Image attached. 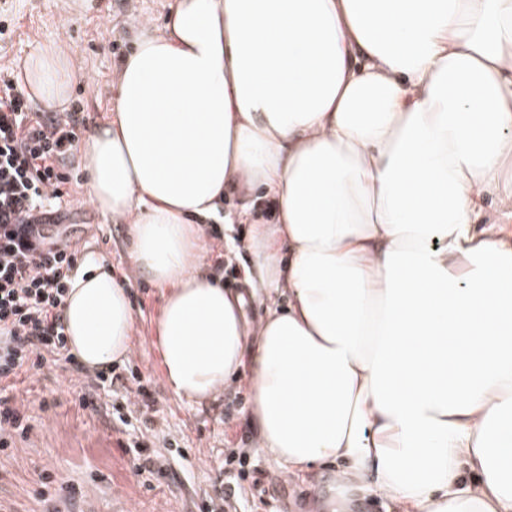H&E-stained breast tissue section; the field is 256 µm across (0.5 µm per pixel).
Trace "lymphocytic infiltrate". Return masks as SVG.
Instances as JSON below:
<instances>
[{"label":"lymphocytic infiltrate","mask_w":512,"mask_h":512,"mask_svg":"<svg viewBox=\"0 0 512 512\" xmlns=\"http://www.w3.org/2000/svg\"><path fill=\"white\" fill-rule=\"evenodd\" d=\"M86 118L77 111H32L13 79L0 76V451L28 438L24 405L9 396L16 378L40 371L47 356L69 364L90 406L119 375L84 368L70 352L62 311L81 251L60 224L68 162Z\"/></svg>","instance_id":"lymphocytic-infiltrate-1"}]
</instances>
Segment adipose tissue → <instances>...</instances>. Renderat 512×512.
Here are the masks:
<instances>
[{
    "label": "adipose tissue",
    "instance_id": "adipose-tissue-1",
    "mask_svg": "<svg viewBox=\"0 0 512 512\" xmlns=\"http://www.w3.org/2000/svg\"><path fill=\"white\" fill-rule=\"evenodd\" d=\"M110 114L78 147L87 196L164 290L163 382L199 404L249 368L259 449L328 469L321 512H512V0H175L139 22ZM61 109L57 40L18 74ZM264 191L245 241L257 331L203 272L227 188ZM499 207L486 214L484 203ZM86 367L122 363L134 313L88 254L62 312Z\"/></svg>",
    "mask_w": 512,
    "mask_h": 512
}]
</instances>
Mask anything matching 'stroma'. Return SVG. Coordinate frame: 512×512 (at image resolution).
Here are the masks:
<instances>
[{
  "instance_id": "stroma-1",
  "label": "stroma",
  "mask_w": 512,
  "mask_h": 512,
  "mask_svg": "<svg viewBox=\"0 0 512 512\" xmlns=\"http://www.w3.org/2000/svg\"><path fill=\"white\" fill-rule=\"evenodd\" d=\"M173 4L91 0L90 9L77 15L69 12L67 0H0V70L15 74L44 41L64 39L81 74L70 105L84 113L88 125L99 124L115 95L112 71L132 48L139 20L163 24ZM71 176L68 237L83 253L106 257L113 276L128 283L132 352L117 370L137 371L155 399L150 424L135 423L128 436L144 443L147 454L166 458L167 471L157 479L138 472L135 453L119 446L126 435L112 407H80L69 372L50 363L16 384L32 430L27 441L0 454V512H82L86 507L93 512H199L228 484L242 487V512H316L320 472L292 477L258 452L249 395L241 384H230L198 405L181 401L165 387L154 331L162 291L147 276H128L127 225L103 217L89 203L80 164L72 165ZM249 230L237 221L225 225L222 254L224 285L242 295L245 319L253 327L265 318L268 301L258 281L245 279L251 256L242 243ZM238 449L250 455L242 479L225 464Z\"/></svg>"
}]
</instances>
